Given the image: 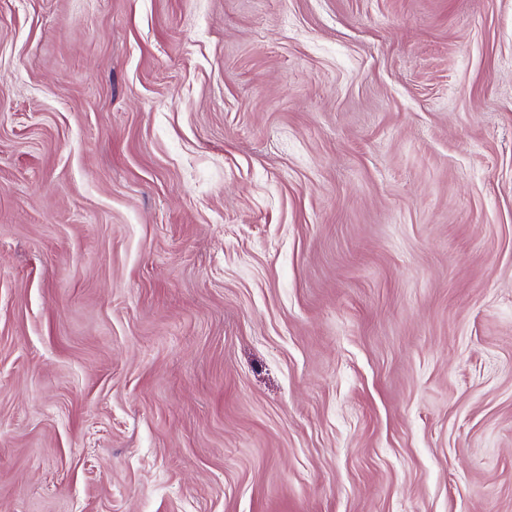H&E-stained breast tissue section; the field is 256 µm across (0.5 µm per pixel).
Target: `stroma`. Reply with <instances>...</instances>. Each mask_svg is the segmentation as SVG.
<instances>
[{
  "label": "stroma",
  "instance_id": "1",
  "mask_svg": "<svg viewBox=\"0 0 512 512\" xmlns=\"http://www.w3.org/2000/svg\"><path fill=\"white\" fill-rule=\"evenodd\" d=\"M0 512H512V0H0Z\"/></svg>",
  "mask_w": 512,
  "mask_h": 512
}]
</instances>
